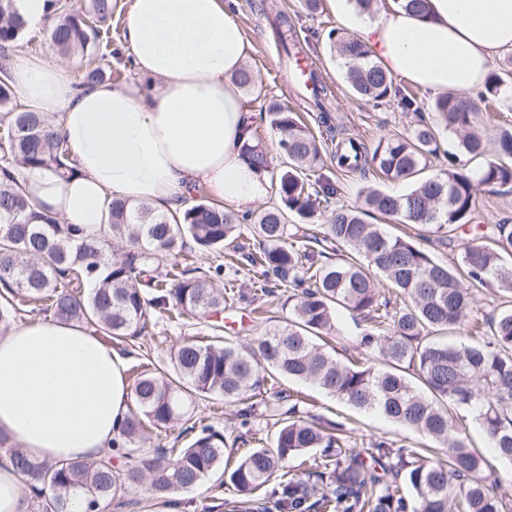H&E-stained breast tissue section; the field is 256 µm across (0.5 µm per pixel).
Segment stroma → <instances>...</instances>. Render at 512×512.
Returning <instances> with one entry per match:
<instances>
[{"mask_svg":"<svg viewBox=\"0 0 512 512\" xmlns=\"http://www.w3.org/2000/svg\"><path fill=\"white\" fill-rule=\"evenodd\" d=\"M224 2L241 25L251 45L246 64L256 73L258 83L255 90L244 92L243 104L245 109L252 113L257 133L271 154L272 176H279L285 165L284 156L278 146V136L269 126L265 108L273 101L290 106L294 100L292 87L286 79V70L281 66L278 54L269 52L266 47L269 35L258 21L259 11L272 14L285 12L292 17L309 56L313 58L321 73L336 87V113L349 134L362 138L371 145L383 137L405 134L413 124V115L402 112L396 102L375 104L363 101L351 93L344 64L334 54L329 40L330 33L337 28L336 17L324 2L314 12L307 11L302 0ZM127 7V0H117L108 38L100 42L91 55L98 65L110 71L111 79L115 82H126L136 75L135 66L122 40ZM88 58L77 54L68 57L66 63L76 76L80 77L85 73ZM322 174L332 181L336 192L332 196L321 198L316 216V221L320 224L324 223L327 215L336 207L354 204L364 187L371 186L400 194L406 193L410 188L409 183H394L376 175L362 178L337 171L335 163L330 160L325 161ZM503 223L512 224V186L494 191L478 187L473 224L456 230L450 247H436L432 253L437 260L447 264L453 263L461 248L474 238L478 229ZM219 321L224 336L242 345L248 343L253 336L264 332L266 328L265 323L254 319L252 307L245 301L238 302L233 309L224 311ZM211 336V330L206 325L196 323L194 319L186 317L178 322L169 319L166 313H155L152 328L148 333L123 341L122 347L129 353L126 365L131 368L149 361L157 364L166 363L169 348L176 341L191 338L207 342ZM281 385L291 391L300 390L308 393L315 401L314 413L326 419L332 420L340 415L352 420L357 439L367 442L378 437H386L415 443L422 440L418 433L400 429L375 414L348 407L312 385L288 379L282 380ZM189 412L193 418L213 425L226 438H234L237 434L234 410L224 405L221 400L196 398L190 405ZM222 479V474H215L194 491L182 494L181 499L186 512H224L223 502L229 497L232 489L223 485Z\"/></svg>","mask_w":512,"mask_h":512,"instance_id":"35a3bbf8","label":"stroma"}]
</instances>
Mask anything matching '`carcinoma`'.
<instances>
[{
  "label": "carcinoma",
  "instance_id": "cac0c4a2",
  "mask_svg": "<svg viewBox=\"0 0 512 512\" xmlns=\"http://www.w3.org/2000/svg\"><path fill=\"white\" fill-rule=\"evenodd\" d=\"M52 6L59 19L51 37L58 54L69 57L97 45L115 2L89 0L85 9L74 10L65 0H52ZM269 24L286 60L300 56L304 47L288 14ZM26 32L16 0H0V52ZM334 50L357 96L373 102L394 96L402 111H419L417 93L395 87L362 41L338 33ZM511 76L509 69L490 73L480 101L501 103ZM310 81L297 94L299 106L326 138H317L289 107H267L288 159L276 185L280 204L239 215L203 200L175 212L112 201L106 232L83 235L76 225L39 212L37 200L11 173L17 165L62 175L75 167L52 124L16 103L11 76L0 67L1 325L32 304L116 340L141 335L157 310L206 323L232 307L239 293L232 283L216 286L224 271L220 264L207 271L179 267L176 258L191 242L240 254L239 264L260 272L252 299L281 289L287 313L284 324L247 346L219 336L208 343L184 339L172 347L169 367L137 366L131 406L112 453L101 459L34 462L13 450L37 512H69L74 495L85 501V512H105L129 490L187 492L221 467L255 512H512L496 470L467 445L464 419L452 413L474 411L498 460L512 463V224L493 225L491 235L465 244L456 261L445 265L411 237L390 235L363 219L373 210L426 231L430 243L452 241L450 233L471 220L476 187L512 185V124L499 128L490 152L476 124L477 104L446 96L433 104L434 121L421 118L406 134L371 147L353 137L335 138V90L319 73L310 74ZM448 132L458 136L460 153L441 150L440 135ZM244 154L259 169L271 166L257 139L245 145ZM326 155L341 170H371L388 181L414 184L404 194L370 189L358 204L333 210L326 223L292 231L288 214L311 220L317 213L319 191L308 173ZM433 159L447 168L422 176ZM248 220L257 245L245 252L235 241ZM111 236L126 241L118 256L108 252ZM172 258L170 269L159 273L160 264ZM483 288L510 307L478 315L474 292ZM339 307L357 326L356 347L375 355L378 364L340 360L326 349V338L338 332ZM460 330L476 341L431 339L434 332ZM277 374L377 412L426 441L409 446L381 437L361 448L344 423L323 426L304 418L308 400L273 385ZM206 395L240 405L236 415L243 428L264 406L274 417L270 440L229 466L224 434L192 424L184 429L190 439L183 447L138 454L153 439L151 429L185 419L187 405ZM295 459L299 471L292 474L288 462Z\"/></svg>",
  "mask_w": 512,
  "mask_h": 512
}]
</instances>
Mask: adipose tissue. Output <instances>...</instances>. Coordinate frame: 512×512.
<instances>
[{
  "mask_svg": "<svg viewBox=\"0 0 512 512\" xmlns=\"http://www.w3.org/2000/svg\"><path fill=\"white\" fill-rule=\"evenodd\" d=\"M389 75L433 97L475 95L493 58L512 50V0H392L368 19L354 0H327ZM124 42L136 79L83 85L58 57L11 61L18 99L54 119L76 173L20 169L45 214L100 233L120 199L180 209L204 186L245 211L272 190L243 154L252 115L234 80L250 43L224 0H131ZM126 358L86 327L53 318L0 335V436L33 459L97 460L128 411Z\"/></svg>",
  "mask_w": 512,
  "mask_h": 512,
  "instance_id": "ef3b65f1",
  "label": "adipose tissue"
}]
</instances>
